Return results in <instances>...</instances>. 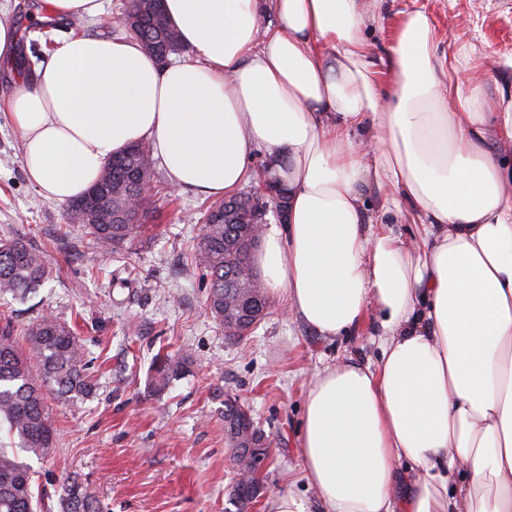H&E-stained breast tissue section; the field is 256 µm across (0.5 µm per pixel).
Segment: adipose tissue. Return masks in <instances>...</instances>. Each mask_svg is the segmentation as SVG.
Returning a JSON list of instances; mask_svg holds the SVG:
<instances>
[{
	"label": "adipose tissue",
	"instance_id": "adipose-tissue-1",
	"mask_svg": "<svg viewBox=\"0 0 512 512\" xmlns=\"http://www.w3.org/2000/svg\"><path fill=\"white\" fill-rule=\"evenodd\" d=\"M163 9L189 57L75 35L9 98L28 181L66 204L146 142L174 188L221 199L264 150L288 195L253 258L267 293L319 335L370 315L382 338L376 366L345 356L307 384L300 448L322 512H512V86L488 97L484 57L438 55L420 10L394 30L385 82L362 0ZM407 222L415 238L395 232Z\"/></svg>",
	"mask_w": 512,
	"mask_h": 512
}]
</instances>
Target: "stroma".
<instances>
[{
	"instance_id": "1",
	"label": "stroma",
	"mask_w": 512,
	"mask_h": 512,
	"mask_svg": "<svg viewBox=\"0 0 512 512\" xmlns=\"http://www.w3.org/2000/svg\"><path fill=\"white\" fill-rule=\"evenodd\" d=\"M44 0H7L0 20L26 40L19 58L0 57V101L22 86L23 64L38 65L63 31L44 33ZM365 39L380 73L400 13L425 11L441 48L475 43L488 59V91L512 83V0H363ZM206 200L174 189L158 172L156 195L133 245L104 252L72 223L68 208L43 200L29 183L22 141L0 119V237L24 239L45 254L48 275L24 302L0 295V324L20 329L52 313L76 331L91 360L96 390L68 402L48 398L58 439L47 458L24 455L40 512H59L58 490L76 478L106 512H236L229 501L234 461L221 415L225 392L253 410L272 440L265 493L252 512H269L279 495L315 502L303 477L299 427L308 380L336 359L380 357L372 322L347 336H319L271 299L259 327L229 342L212 317L207 288L191 253ZM183 362L168 389L154 391L157 356Z\"/></svg>"
}]
</instances>
